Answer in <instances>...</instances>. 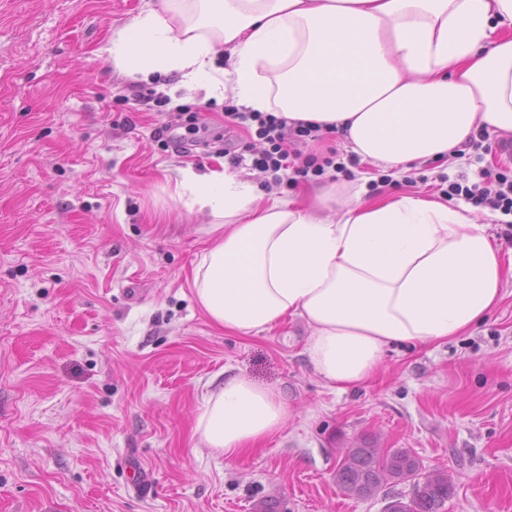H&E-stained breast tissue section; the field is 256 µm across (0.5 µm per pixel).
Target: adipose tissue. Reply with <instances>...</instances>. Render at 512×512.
Masks as SVG:
<instances>
[{
	"mask_svg": "<svg viewBox=\"0 0 512 512\" xmlns=\"http://www.w3.org/2000/svg\"><path fill=\"white\" fill-rule=\"evenodd\" d=\"M104 52L134 80L174 74L179 88L336 129L373 167L446 159L481 127L512 135V0H161ZM180 176L214 235L192 272L198 305L242 335L301 318L303 353L335 389L371 380L391 346L470 330L512 276L462 203L360 190L332 220L334 186L268 205L223 167ZM286 413L281 395L238 375L205 396L196 430L230 457Z\"/></svg>",
	"mask_w": 512,
	"mask_h": 512,
	"instance_id": "1",
	"label": "adipose tissue"
}]
</instances>
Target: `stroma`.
Wrapping results in <instances>:
<instances>
[{
  "label": "stroma",
  "mask_w": 512,
  "mask_h": 512,
  "mask_svg": "<svg viewBox=\"0 0 512 512\" xmlns=\"http://www.w3.org/2000/svg\"><path fill=\"white\" fill-rule=\"evenodd\" d=\"M158 0H0V512H384L336 485L347 448H408L456 483L445 512H512V277L462 336L393 346L369 384L331 388L307 364L291 318L257 335L214 326L190 276L207 216L180 200V169L218 165L220 146L183 153L158 140L224 127V106L179 91L140 102L175 76L138 82L100 55L113 32ZM240 178L285 198L304 186L366 184L370 196L439 194L442 177L477 183L512 172L486 136L448 161L390 174L284 180L250 157ZM244 375L280 393L285 426L228 459L195 431L210 381ZM143 482L133 485L132 472Z\"/></svg>",
  "instance_id": "1"
}]
</instances>
